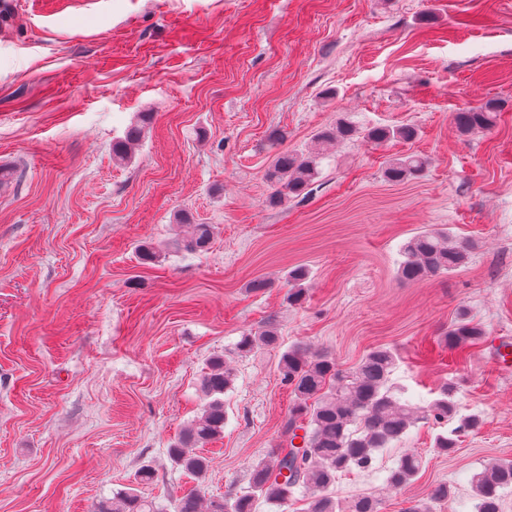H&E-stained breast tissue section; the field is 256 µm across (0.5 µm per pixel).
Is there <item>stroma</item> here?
<instances>
[{
    "instance_id": "obj_1",
    "label": "stroma",
    "mask_w": 512,
    "mask_h": 512,
    "mask_svg": "<svg viewBox=\"0 0 512 512\" xmlns=\"http://www.w3.org/2000/svg\"><path fill=\"white\" fill-rule=\"evenodd\" d=\"M490 100L495 126L461 133L456 112ZM143 112V140L116 161ZM342 119L418 137L336 143L312 185L268 207L272 135L304 152ZM408 153L423 173L388 181ZM0 167V512H93L129 489L175 512L194 488L246 491L283 442L278 362L297 344L343 372L386 347L401 400L427 404L449 382L483 420L449 457L431 450L438 426L418 423L375 470L339 475V504L372 495L406 512L445 483L433 512H461L472 475L512 460V365L497 361L512 344V0H5ZM181 214L214 226L205 249L174 250ZM440 230L472 243L466 267L402 281V244ZM256 278L269 288L249 290ZM462 312L487 339L459 361L442 336ZM270 321L279 346L235 354ZM217 356L234 382L197 479L168 449L201 415ZM406 449L425 467L387 487Z\"/></svg>"
}]
</instances>
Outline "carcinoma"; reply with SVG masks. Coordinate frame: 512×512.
<instances>
[{
    "mask_svg": "<svg viewBox=\"0 0 512 512\" xmlns=\"http://www.w3.org/2000/svg\"><path fill=\"white\" fill-rule=\"evenodd\" d=\"M500 103L488 101L478 107L466 108L455 115V124L463 133L487 131L494 127ZM147 119L143 118L127 128L125 135L113 148L114 156L123 161L128 150L145 136ZM356 129L347 122L319 132L316 141L328 142L351 139ZM368 140L381 144L390 140L410 143L417 138V129L410 125L395 128L374 127L365 134ZM319 153H297L286 149L275 154L266 177L271 184L267 204L276 208L297 197L319 175ZM426 161L417 154H407L392 160L385 168V177L401 182L424 170ZM180 222L188 225L182 239L188 250H202L209 244L213 230L208 224H193L186 217ZM402 260L398 273L405 282H416L429 275L448 273L463 267L470 255V247L456 242L446 232H423L409 238L400 249ZM307 273L295 268L289 273L294 288L288 300L298 302L304 295L302 282ZM485 330L465 315H460L448 326L443 341L451 351H463L484 341ZM279 344L274 323L242 337L237 344L240 353L251 351L257 345ZM395 365L393 352L378 347L366 353L349 372L336 369L334 359L326 352H312L295 345L285 350L279 360L281 382L290 390L292 405L282 426L284 446L276 453V464L259 462L253 466L249 490L230 498L211 500L203 505L200 492L193 489L176 504V512H257L265 504L279 510L288 506L295 489L310 493L308 512H379V500L360 496L342 510L330 495L339 474L354 468L367 470L373 466L376 453L394 448L403 442L418 422L430 421L444 426L457 417L459 406L455 388L445 383L440 397L425 406L401 401L391 391L390 377ZM234 373L226 360L216 358L202 378L205 396L210 398L201 413L168 448L173 461L186 473L201 477L209 467V460L200 448L224 434L226 412L225 394L232 386ZM482 424L477 415L459 419V426L435 436L432 450L439 456L457 452L458 433L474 431ZM302 445L294 444L296 438ZM423 468V459L416 452L402 455L386 478L393 488L410 484ZM472 512H500L501 498L512 488V461L496 460L474 474ZM448 485L432 486L427 497L417 500L407 512H431L433 504L448 500ZM95 512H154L152 504L132 492H125L110 501L100 502Z\"/></svg>",
    "mask_w": 512,
    "mask_h": 512,
    "instance_id": "1",
    "label": "carcinoma"
}]
</instances>
